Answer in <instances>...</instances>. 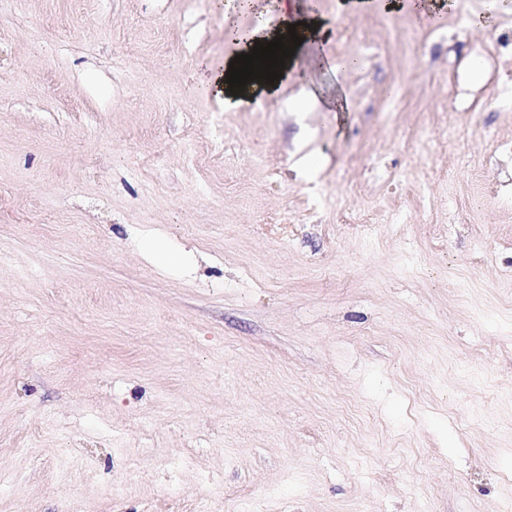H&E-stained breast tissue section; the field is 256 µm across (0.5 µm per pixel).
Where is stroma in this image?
I'll return each instance as SVG.
<instances>
[{
    "instance_id": "35a3bbf8",
    "label": "stroma",
    "mask_w": 512,
    "mask_h": 512,
    "mask_svg": "<svg viewBox=\"0 0 512 512\" xmlns=\"http://www.w3.org/2000/svg\"><path fill=\"white\" fill-rule=\"evenodd\" d=\"M313 4L351 111L208 88L272 0H0V512L512 504V0Z\"/></svg>"
}]
</instances>
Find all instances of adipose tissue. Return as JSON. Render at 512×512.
I'll return each instance as SVG.
<instances>
[{"label":"adipose tissue","mask_w":512,"mask_h":512,"mask_svg":"<svg viewBox=\"0 0 512 512\" xmlns=\"http://www.w3.org/2000/svg\"><path fill=\"white\" fill-rule=\"evenodd\" d=\"M278 11L281 15V24L278 30L272 31L259 26L248 32H231V39L237 43L239 52L251 53L257 43L269 42L276 35H287L288 31H296L302 43L295 51L294 56L285 59L283 79L300 74L310 76L312 72L331 65L323 46L332 35L329 21L318 14L311 0H277ZM228 65H221L211 70L210 85L215 93L224 99L225 106L241 107L257 105L261 101L279 92L280 81L273 83L250 82L244 90L233 94L228 90L226 75Z\"/></svg>","instance_id":"ef3b65f1"}]
</instances>
